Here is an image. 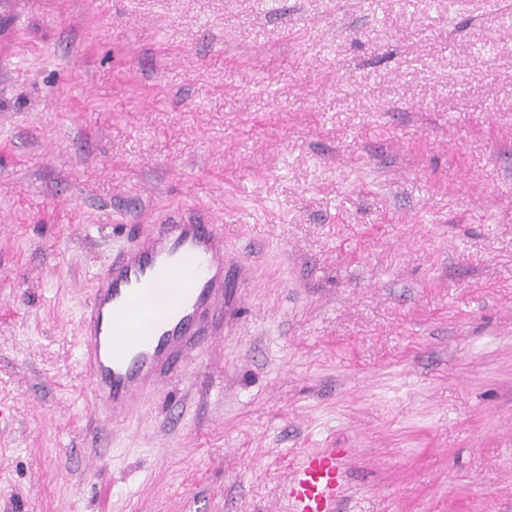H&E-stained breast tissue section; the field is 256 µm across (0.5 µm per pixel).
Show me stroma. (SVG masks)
Instances as JSON below:
<instances>
[{"instance_id": "obj_1", "label": "stroma", "mask_w": 512, "mask_h": 512, "mask_svg": "<svg viewBox=\"0 0 512 512\" xmlns=\"http://www.w3.org/2000/svg\"><path fill=\"white\" fill-rule=\"evenodd\" d=\"M189 210L223 337L113 426L92 278ZM324 448L512 512V0H0V512H285Z\"/></svg>"}]
</instances>
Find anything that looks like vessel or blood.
I'll return each mask as SVG.
<instances>
[{
    "label": "vessel or blood",
    "mask_w": 512,
    "mask_h": 512,
    "mask_svg": "<svg viewBox=\"0 0 512 512\" xmlns=\"http://www.w3.org/2000/svg\"><path fill=\"white\" fill-rule=\"evenodd\" d=\"M229 276L224 227L193 216L152 226L93 277L82 314L81 351L96 405L112 419L158 393L182 363L224 332ZM131 344L116 348L117 337ZM350 451L325 448L290 468L280 484L288 512H337Z\"/></svg>",
    "instance_id": "b4317fda"
}]
</instances>
